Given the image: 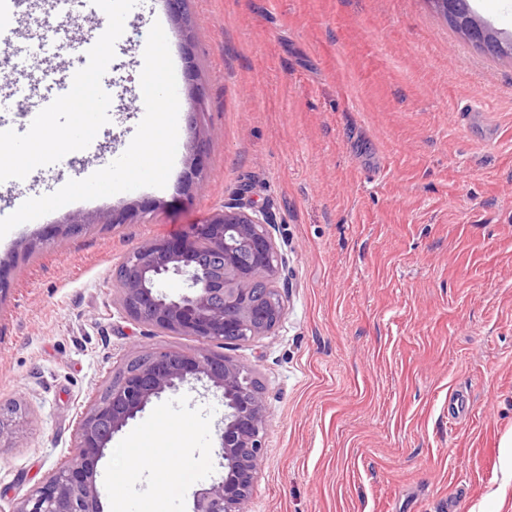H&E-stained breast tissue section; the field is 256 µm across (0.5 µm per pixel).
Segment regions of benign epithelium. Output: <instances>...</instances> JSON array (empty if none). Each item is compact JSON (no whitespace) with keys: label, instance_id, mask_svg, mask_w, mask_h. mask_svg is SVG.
<instances>
[{"label":"benign epithelium","instance_id":"benign-epithelium-1","mask_svg":"<svg viewBox=\"0 0 512 512\" xmlns=\"http://www.w3.org/2000/svg\"><path fill=\"white\" fill-rule=\"evenodd\" d=\"M189 37L187 0H165ZM462 35L496 53L494 33L471 12L459 18ZM188 182L202 178V142L186 146ZM95 220L74 217L57 233L74 236ZM272 216L245 198L194 224L180 239L157 238L130 250L115 271L118 301L134 321L154 329L226 344L267 336L284 317L286 296L278 282L288 257L276 242ZM183 276L177 296L159 281ZM205 379L224 399L220 480L194 493L191 512H245L264 448L267 403L252 371L233 360L199 351L152 349L129 361L94 399L76 431V451L64 465L18 499L10 512H103L96 467L112 438L154 398L176 392L188 379Z\"/></svg>","mask_w":512,"mask_h":512}]
</instances>
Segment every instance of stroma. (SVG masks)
<instances>
[{"mask_svg":"<svg viewBox=\"0 0 512 512\" xmlns=\"http://www.w3.org/2000/svg\"><path fill=\"white\" fill-rule=\"evenodd\" d=\"M95 0H37L14 78L48 107L55 164L0 172V405L24 423L0 444V512L66 463L77 423L127 360L150 349L227 356L268 411L247 512H512V58L488 54L430 0H187L205 170L190 193L191 106L178 96L175 164L154 183L115 160L145 132L137 49L154 37ZM98 36L101 64L78 43ZM92 76L93 125L53 108ZM269 211L289 298L268 336L238 345L159 332L121 309L112 274L134 247L177 237L237 196ZM128 223L52 237L77 214L131 202ZM470 412L448 424V395ZM224 404L201 383L164 394L109 443L104 512H189L220 472Z\"/></svg>","mask_w":512,"mask_h":512,"instance_id":"stroma-1","label":"stroma"}]
</instances>
